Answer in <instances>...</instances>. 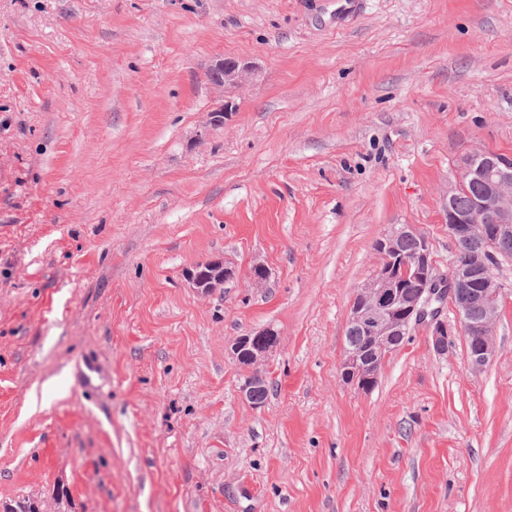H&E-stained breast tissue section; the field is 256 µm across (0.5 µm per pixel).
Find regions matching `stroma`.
<instances>
[{"instance_id":"obj_1","label":"stroma","mask_w":512,"mask_h":512,"mask_svg":"<svg viewBox=\"0 0 512 512\" xmlns=\"http://www.w3.org/2000/svg\"><path fill=\"white\" fill-rule=\"evenodd\" d=\"M475 149L512 155V0H0V504L512 512V258L483 370L448 306L446 354L339 371L388 227L447 273ZM269 326L256 409L231 344ZM254 71L253 65L242 59L226 58L208 70L207 76L217 87L238 84L248 80ZM222 260H210L197 265L187 274L189 282L201 294H209L224 284L229 275Z\"/></svg>"}]
</instances>
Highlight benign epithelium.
Segmentation results:
<instances>
[{
    "label": "benign epithelium",
    "instance_id": "1",
    "mask_svg": "<svg viewBox=\"0 0 512 512\" xmlns=\"http://www.w3.org/2000/svg\"><path fill=\"white\" fill-rule=\"evenodd\" d=\"M253 65L226 58L208 70L217 87L248 80ZM471 160L460 166L456 185L448 188L446 218L448 233L456 248H468L467 259L452 261L448 274L437 272L428 238L413 224H397L375 242L381 263L375 274L357 287L351 303L347 327L364 337L361 345L348 344L341 361L344 383L367 391L377 381L387 358L397 350L398 338L411 328L426 325L434 349L448 351V321L443 308L452 305L459 317L462 335L469 344V359L476 370L486 367L496 349L493 330L499 316L502 284L492 273L491 247L512 238V157L487 150L470 152ZM479 184L482 193L472 212L463 214L453 207L454 200L470 185ZM403 237H412L417 248L402 253L397 247ZM229 275L221 260L197 265L187 274L198 292L209 294L224 284ZM416 281L418 296L405 292L404 282ZM279 334L267 327L253 335L241 336L232 345L239 364L253 369V378L241 392L247 401L260 387L259 369L277 352Z\"/></svg>",
    "mask_w": 512,
    "mask_h": 512
}]
</instances>
